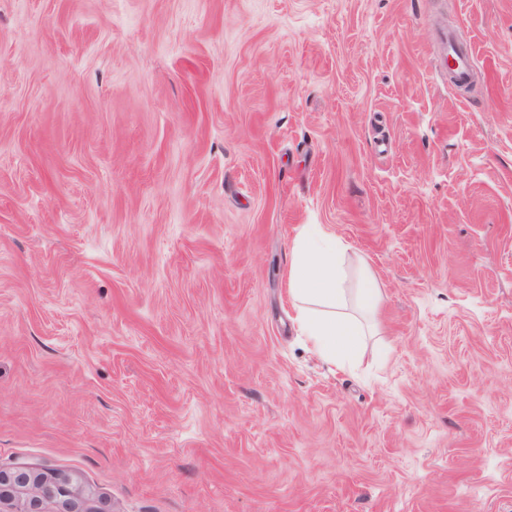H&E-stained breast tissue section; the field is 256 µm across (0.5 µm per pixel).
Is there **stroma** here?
<instances>
[{
	"label": "stroma",
	"mask_w": 512,
	"mask_h": 512,
	"mask_svg": "<svg viewBox=\"0 0 512 512\" xmlns=\"http://www.w3.org/2000/svg\"><path fill=\"white\" fill-rule=\"evenodd\" d=\"M307 224L380 290L342 368L291 319ZM13 465L112 512H512V0H0ZM457 42L454 37L447 36V59L448 66L458 83L465 82L471 74L473 67V56L467 50L463 53L456 51ZM450 60L453 65H450Z\"/></svg>",
	"instance_id": "35a3bbf8"
}]
</instances>
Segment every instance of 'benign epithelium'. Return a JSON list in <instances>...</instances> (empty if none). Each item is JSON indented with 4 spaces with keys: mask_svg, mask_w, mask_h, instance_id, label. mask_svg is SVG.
<instances>
[{
    "mask_svg": "<svg viewBox=\"0 0 512 512\" xmlns=\"http://www.w3.org/2000/svg\"><path fill=\"white\" fill-rule=\"evenodd\" d=\"M105 507L101 495L73 475L0 468V512H105Z\"/></svg>",
    "mask_w": 512,
    "mask_h": 512,
    "instance_id": "1",
    "label": "benign epithelium"
}]
</instances>
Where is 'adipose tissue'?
<instances>
[{
	"instance_id": "ef3b65f1",
	"label": "adipose tissue",
	"mask_w": 512,
	"mask_h": 512,
	"mask_svg": "<svg viewBox=\"0 0 512 512\" xmlns=\"http://www.w3.org/2000/svg\"><path fill=\"white\" fill-rule=\"evenodd\" d=\"M344 248L326 226L305 227L291 247L288 293L298 331L326 362L341 367L360 350L365 334L362 316H374L380 292L371 276H363L355 293L345 288ZM355 302L359 316L346 313Z\"/></svg>"
}]
</instances>
